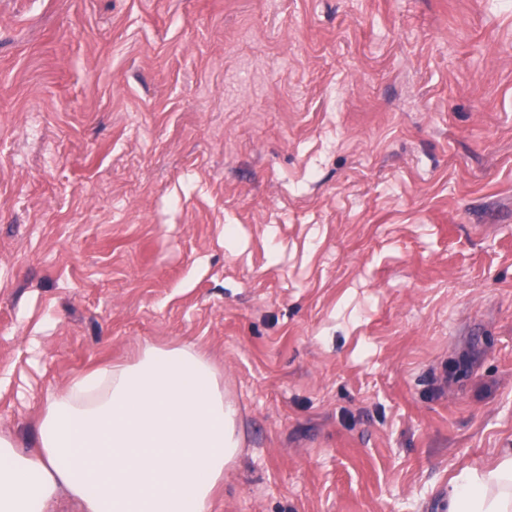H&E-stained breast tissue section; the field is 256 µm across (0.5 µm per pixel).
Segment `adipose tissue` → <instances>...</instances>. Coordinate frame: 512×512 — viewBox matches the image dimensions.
<instances>
[{
    "mask_svg": "<svg viewBox=\"0 0 512 512\" xmlns=\"http://www.w3.org/2000/svg\"><path fill=\"white\" fill-rule=\"evenodd\" d=\"M236 413L195 346L143 345L49 395L34 451L0 435V512H47L63 492L82 512H212ZM445 512H512V450L465 467Z\"/></svg>",
    "mask_w": 512,
    "mask_h": 512,
    "instance_id": "ef3b65f1",
    "label": "adipose tissue"
}]
</instances>
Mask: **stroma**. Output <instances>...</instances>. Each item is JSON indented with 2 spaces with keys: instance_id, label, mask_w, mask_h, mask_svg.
<instances>
[{
  "instance_id": "stroma-1",
  "label": "stroma",
  "mask_w": 512,
  "mask_h": 512,
  "mask_svg": "<svg viewBox=\"0 0 512 512\" xmlns=\"http://www.w3.org/2000/svg\"><path fill=\"white\" fill-rule=\"evenodd\" d=\"M172 342L249 437L214 512L512 444V0H0V435Z\"/></svg>"
}]
</instances>
